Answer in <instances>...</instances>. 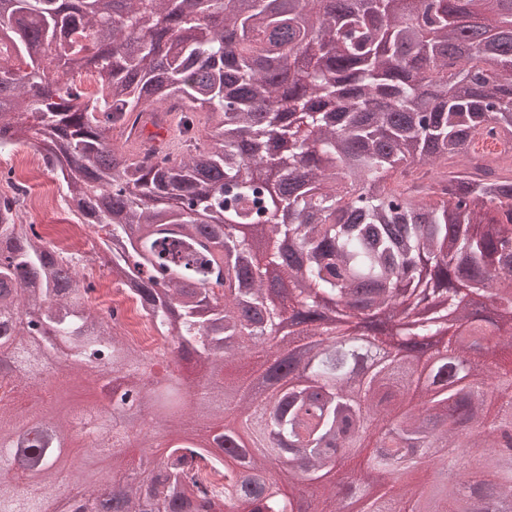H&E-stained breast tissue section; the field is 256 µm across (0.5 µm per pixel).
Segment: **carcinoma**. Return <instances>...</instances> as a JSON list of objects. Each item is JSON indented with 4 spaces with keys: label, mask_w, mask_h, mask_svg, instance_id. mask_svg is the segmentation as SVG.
<instances>
[{
    "label": "carcinoma",
    "mask_w": 512,
    "mask_h": 512,
    "mask_svg": "<svg viewBox=\"0 0 512 512\" xmlns=\"http://www.w3.org/2000/svg\"><path fill=\"white\" fill-rule=\"evenodd\" d=\"M0 12V154L32 133L70 212L106 228L109 273L130 288L156 330L162 357L192 358L202 379L157 378L150 358L120 337L88 302L76 261L18 219V196L0 195V388L39 385L63 358L112 389V416L90 419L112 456V494L123 512H334L325 479L346 472L341 493L364 512H422L394 486L373 491L375 473L429 470L427 449L457 457L444 414L487 432L512 422V397L457 387L453 373L484 358L512 379V334L491 344L495 310L467 304L471 335L414 344L420 371L386 362L346 394L373 350L338 338L318 304L323 293L365 319L374 350L416 293H439L443 314L487 296L512 271V174L478 154L475 140L512 150V38L496 0H473L476 18H455L451 0H363L359 11H321L323 0H251L241 18L228 0H10ZM92 71L88 93L74 77ZM175 115L185 157L159 134L111 142L113 131L169 128ZM212 145L198 144L200 119ZM174 224L193 254L161 259L155 227ZM236 224L269 226L256 261ZM150 252L170 277H143L130 255ZM288 291L271 299L267 266ZM230 288L215 277L219 269ZM285 320L295 340L330 341L309 351L308 379L274 392L224 377L258 338ZM254 354V353H252ZM296 350L254 354L268 375ZM172 416L194 403L191 430L168 431L160 454L122 475L132 394ZM429 414L412 415L411 395ZM69 433L40 398L28 412L0 404V437L12 441L41 421ZM224 461V498L190 462ZM288 459V494L272 489L273 461ZM63 460L46 438L0 447V512H44ZM38 475L20 497L1 471ZM469 495L512 496V467L490 462L469 473ZM70 512H111L103 487L69 495ZM430 512H463L448 493Z\"/></svg>",
    "instance_id": "carcinoma-1"
}]
</instances>
